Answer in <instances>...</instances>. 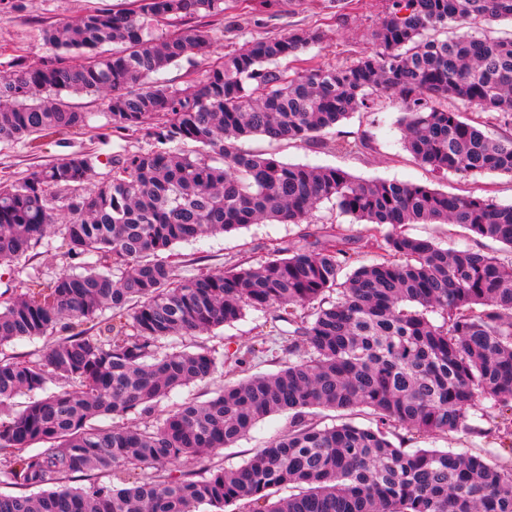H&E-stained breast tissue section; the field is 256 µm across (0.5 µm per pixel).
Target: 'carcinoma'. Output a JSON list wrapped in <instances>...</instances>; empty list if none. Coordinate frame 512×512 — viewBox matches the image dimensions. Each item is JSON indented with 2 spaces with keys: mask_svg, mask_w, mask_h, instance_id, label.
Segmentation results:
<instances>
[{
  "mask_svg": "<svg viewBox=\"0 0 512 512\" xmlns=\"http://www.w3.org/2000/svg\"><path fill=\"white\" fill-rule=\"evenodd\" d=\"M229 9V0L96 8L42 25L52 53L39 62L0 61V143L34 150L90 126L96 113L79 110L74 95L100 98L111 131L151 141L113 157L90 192L101 163L90 151L0 183V265L54 232L75 261L49 278L27 273L24 288L0 300V348L46 341L35 360L0 359V482L14 489L0 494V512H512V204L361 181L240 145H322L327 130L389 94L418 164L512 177V134L480 129H512V37L467 31L512 21V0H389L372 48L351 65L279 68L321 41L316 29L246 40L202 78L165 81L171 66L210 54L211 23ZM450 24L461 33L444 34ZM324 201L369 225L359 246L324 225L314 241L256 265L177 273V243L267 221L307 224ZM410 224H458L474 245L443 248L409 235ZM482 239L510 256L484 251ZM249 308L293 326L302 354L276 374L159 411L174 390L224 366L165 341ZM19 395L29 401L17 410ZM483 401L498 417L487 429L468 424ZM315 408H365L376 426L321 427ZM279 413L288 430L243 465L200 466ZM100 417L112 425H96ZM459 430L493 434L507 454L411 447ZM146 468L153 474L130 482ZM78 478L88 484L72 486Z\"/></svg>",
  "mask_w": 512,
  "mask_h": 512,
  "instance_id": "carcinoma-1",
  "label": "carcinoma"
}]
</instances>
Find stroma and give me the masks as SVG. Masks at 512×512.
<instances>
[{
    "instance_id": "obj_1",
    "label": "stroma",
    "mask_w": 512,
    "mask_h": 512,
    "mask_svg": "<svg viewBox=\"0 0 512 512\" xmlns=\"http://www.w3.org/2000/svg\"><path fill=\"white\" fill-rule=\"evenodd\" d=\"M132 0H26L23 12L11 14L0 20V51L20 54L28 61H37L49 53L50 48L40 35V22L71 20L86 11L111 7H129ZM346 0H296L295 4L261 11L239 17L238 34L225 31L223 25L213 24L214 54L224 53L251 38L284 37L298 30L322 28V41L305 54L314 66L346 65L358 59L368 46V35L385 15L386 0H362L358 9L346 7ZM98 116L92 126L73 134L67 144L45 143L41 152L33 154L18 145H0V181H14L25 177L36 167L48 164L62 155L77 151H96L107 156L148 148L150 141L143 135L119 133L105 134L107 122L102 104H95ZM402 110L399 101L391 95L378 97L373 110L355 113L349 119L327 130L324 135L329 146L315 149L305 144L272 146L265 140H246L245 148L270 150L281 161L293 164L334 166L349 172L360 180H394L426 185L448 193H474L494 196L504 205L512 204V177L484 173L461 176L438 175L429 172L414 161L403 145V135L396 120ZM369 137L368 148L356 153L331 149L335 140L354 141ZM342 224L349 233L366 235L365 225L354 223L350 216L340 213L335 205L322 203L308 224H253L229 234L211 235L196 240L177 243L176 253L183 264L180 276L189 277L200 272L220 270L242 262L259 263L270 258L275 249L302 244L306 234L315 232L321 224ZM60 236L43 240L38 246L35 262L19 260L11 265H0V293L18 288L31 268H38L45 276L54 275L68 263L63 254ZM286 323H272L270 312L247 310L237 322L212 332L186 339V347L203 345L224 356V368L210 380L199 382L174 391V403L196 397L207 399L225 382H235L251 375H269L281 370L288 360ZM264 344L257 353H250L256 339ZM247 353L244 366H235L232 353ZM288 426L284 414L272 415L257 423L250 433L233 447L217 455V462L235 468L252 456L255 449L263 447L280 435Z\"/></svg>"
}]
</instances>
